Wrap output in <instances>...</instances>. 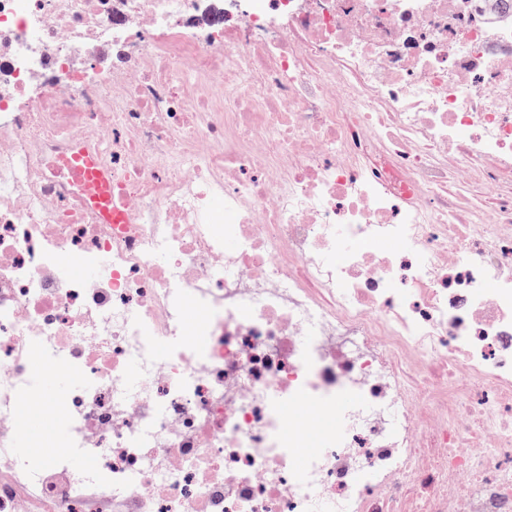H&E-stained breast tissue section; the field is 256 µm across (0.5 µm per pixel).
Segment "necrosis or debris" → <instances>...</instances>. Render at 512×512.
Segmentation results:
<instances>
[{
    "instance_id": "necrosis-or-debris-1",
    "label": "necrosis or debris",
    "mask_w": 512,
    "mask_h": 512,
    "mask_svg": "<svg viewBox=\"0 0 512 512\" xmlns=\"http://www.w3.org/2000/svg\"><path fill=\"white\" fill-rule=\"evenodd\" d=\"M0 512H512V0H0Z\"/></svg>"
}]
</instances>
